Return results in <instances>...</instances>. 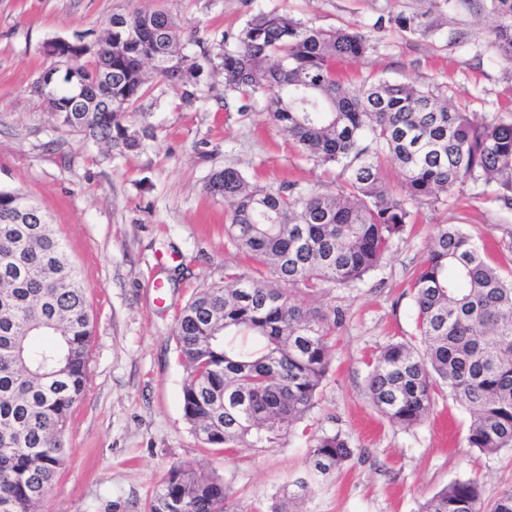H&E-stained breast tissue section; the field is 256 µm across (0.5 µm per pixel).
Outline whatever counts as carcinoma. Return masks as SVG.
Returning <instances> with one entry per match:
<instances>
[{"instance_id": "cac0c4a2", "label": "carcinoma", "mask_w": 512, "mask_h": 512, "mask_svg": "<svg viewBox=\"0 0 512 512\" xmlns=\"http://www.w3.org/2000/svg\"><path fill=\"white\" fill-rule=\"evenodd\" d=\"M493 33L512 61V0H496ZM398 29L427 35V14H398ZM75 74H39L33 89L60 129L119 151L142 147L147 130L127 117L145 94V66L182 100L195 99L205 65L224 73V90L263 96L273 120L314 161L340 169L334 194L290 184L257 188L227 166L209 181L230 212L225 234L277 280L225 276L180 310L177 350L186 367L181 404L203 444L266 448L309 411L329 371L330 326L279 283L351 288L381 266L409 223L408 204L437 200L471 180L512 193V123L473 119L438 87L380 78L356 92L336 79L339 61H360L369 35L313 28L286 12L248 19L214 57L178 48L163 11L112 17ZM88 112H72L75 90ZM400 167L388 190L382 161ZM419 345L392 342L375 358L366 392L403 428L429 413L443 387L470 414L468 447L512 449V279L484 258L458 224L439 229L412 284ZM92 330L85 286L41 209L0 190V512H36L68 455L64 435L85 396ZM360 449L325 433L310 451L309 480L293 483L273 512H293L308 482L338 471ZM149 512H245L226 501L223 481L183 463L170 466ZM419 512H512V490L484 504L477 484L455 480Z\"/></svg>"}]
</instances>
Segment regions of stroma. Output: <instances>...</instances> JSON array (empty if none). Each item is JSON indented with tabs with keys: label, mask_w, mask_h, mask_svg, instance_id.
Wrapping results in <instances>:
<instances>
[{
	"label": "stroma",
	"mask_w": 512,
	"mask_h": 512,
	"mask_svg": "<svg viewBox=\"0 0 512 512\" xmlns=\"http://www.w3.org/2000/svg\"><path fill=\"white\" fill-rule=\"evenodd\" d=\"M426 0H0V189L38 203L63 239L93 322L87 391L65 433L69 461L39 512H148L172 463L220 477L229 501L271 512L289 483L306 477L316 439L338 432L365 455L310 483L300 512H418L454 480H473L484 502L512 488V450L467 448L468 412L438 392L431 413L404 429L366 394L375 356L393 341H415L411 282L441 226L462 225L487 261L512 272V209L494 187L465 181L436 203L410 204L411 219L383 266L353 288L296 300L325 315L340 312L329 373L316 403L272 448H207L184 418L186 369L173 335L180 309L224 275L256 276L226 240L229 210L210 193L213 173L232 166L261 187L294 183L337 190L335 173L303 156L275 124L264 98L225 94L219 71L205 70L208 97L185 105L150 78L133 124L152 126L143 149L119 152L58 129L31 86L51 64L45 44L78 35L97 39L112 16L162 10L182 29L198 28L184 53H218L254 14L280 10L307 26H350L371 35L361 62L340 63L345 84L373 75L439 85L451 102L483 118L512 120V63L493 29V0H441V27L420 37L391 16L425 10Z\"/></svg>",
	"instance_id": "obj_1"
}]
</instances>
